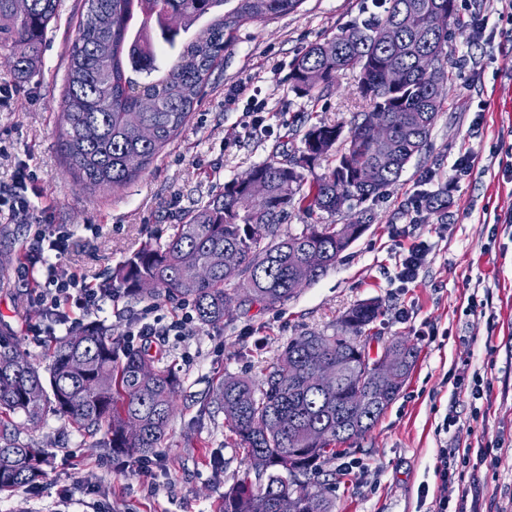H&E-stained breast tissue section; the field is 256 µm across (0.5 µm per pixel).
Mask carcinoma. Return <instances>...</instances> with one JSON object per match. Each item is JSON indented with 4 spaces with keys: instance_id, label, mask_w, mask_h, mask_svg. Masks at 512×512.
<instances>
[{
    "instance_id": "carcinoma-1",
    "label": "carcinoma",
    "mask_w": 512,
    "mask_h": 512,
    "mask_svg": "<svg viewBox=\"0 0 512 512\" xmlns=\"http://www.w3.org/2000/svg\"><path fill=\"white\" fill-rule=\"evenodd\" d=\"M235 2L224 11V4ZM383 12L340 27L330 40L311 45L292 64L291 90L315 101L331 90L338 75L359 70L361 94L380 109L395 138V161L381 163V146L366 122L353 124L343 139L336 165L328 174L305 181L301 169L335 150L341 128L318 122L302 138L300 156L271 159L188 213L163 243H145L112 274L111 288L136 299L164 296L193 303L200 324L231 317L224 303L227 288L241 279L244 304H282L295 297L291 284H311L336 264L364 232L358 224H308L299 233H282L288 209L309 214L336 212V197L364 202L396 184L411 159L428 143L449 81L448 34L428 26L429 14L448 11L457 19L456 0H382ZM304 0H85L86 11L69 50L61 106L60 148L63 160L83 188H120L148 166L185 125L214 67L224 56V36L247 21L274 19L296 12ZM58 0H32L25 15L13 0H0V51L22 52L13 65L18 82L37 73L43 37L56 19ZM208 25L192 34L198 20ZM179 18L174 27L167 22ZM397 27L398 39L379 40L382 27ZM432 55L435 73L425 75L416 57ZM400 66L406 83L389 86L386 71ZM151 97L156 107L139 111ZM155 137L143 141L141 125ZM377 169L367 184L357 174ZM254 179L267 184V198L251 202L247 189ZM240 261L236 274L224 270V252ZM192 254L210 269L193 278L182 265ZM152 280L151 292L141 288ZM374 301L357 303L340 318L336 332H305L291 338L278 361L260 382L228 376L215 399L246 451L249 468L224 492L220 512H333L331 502L311 491L300 478L336 454V442L366 435L405 385L417 351L397 339L383 352L403 350L407 365L383 393L363 375L367 328L380 316ZM51 363L41 373L17 343L0 334V417L25 414L39 419L45 406L94 437L93 446L129 458L156 454L166 438L179 379L162 366V354L131 352L100 324H90L55 343ZM331 361L340 364L339 385L320 388L313 374ZM308 431L326 434L319 444L304 441ZM52 452L23 441L0 422V492L36 482L45 475Z\"/></svg>"
}]
</instances>
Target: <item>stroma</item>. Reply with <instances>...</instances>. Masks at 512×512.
<instances>
[{
    "mask_svg": "<svg viewBox=\"0 0 512 512\" xmlns=\"http://www.w3.org/2000/svg\"><path fill=\"white\" fill-rule=\"evenodd\" d=\"M83 6L60 0L31 81L16 82L9 61H0V87L15 90L10 105L0 107V185L11 184L27 163L37 175L36 206L71 234L50 276L109 287L113 271L144 242H164L225 182L300 150L312 123L347 129L369 109L352 72L313 104L291 91L294 60L374 8L372 0H305L297 12L235 28L188 122L137 178L115 190L83 189L59 148L68 50ZM457 7L460 20L484 24L448 26L449 93L429 145L395 186L364 202L374 220L336 265L285 304L246 305L214 326L200 325L187 302L120 293L104 300L89 318L121 338L139 321L158 328L183 322L159 346L181 381L166 443L142 472L133 460L93 447L52 411L35 424L15 414L12 430L51 449L53 460L37 484L0 495V512H217L248 467L214 400L217 385L227 375L260 380L290 338L333 333L341 315L366 300L383 309L369 330L371 352L402 337L417 359L371 431L340 443L339 454L307 476L308 486L334 512H438L437 450L448 444L501 449L498 469H471L466 478L483 503L512 499V0H457ZM255 110L262 117L256 124L249 117ZM465 151L473 162L460 173L453 163ZM450 181L447 209L412 212L414 196ZM34 231L23 218L0 216V331L45 368L50 340L76 327L41 314L17 278ZM413 243L425 258L418 277L404 284L397 267ZM32 323L40 335L29 332ZM478 375L484 382L476 399ZM449 414L457 423L446 431ZM351 460L361 469L342 476L340 463Z\"/></svg>",
    "mask_w": 512,
    "mask_h": 512,
    "instance_id": "1",
    "label": "stroma"
}]
</instances>
